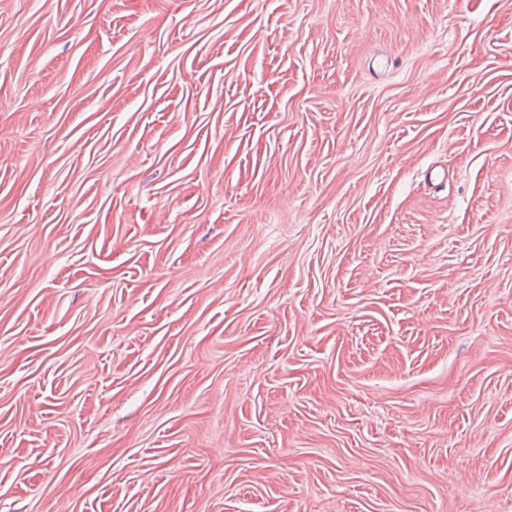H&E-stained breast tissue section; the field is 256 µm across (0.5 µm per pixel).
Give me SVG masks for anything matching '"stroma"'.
Here are the masks:
<instances>
[{"instance_id": "stroma-1", "label": "stroma", "mask_w": 512, "mask_h": 512, "mask_svg": "<svg viewBox=\"0 0 512 512\" xmlns=\"http://www.w3.org/2000/svg\"><path fill=\"white\" fill-rule=\"evenodd\" d=\"M0 512H512V0H0Z\"/></svg>"}]
</instances>
